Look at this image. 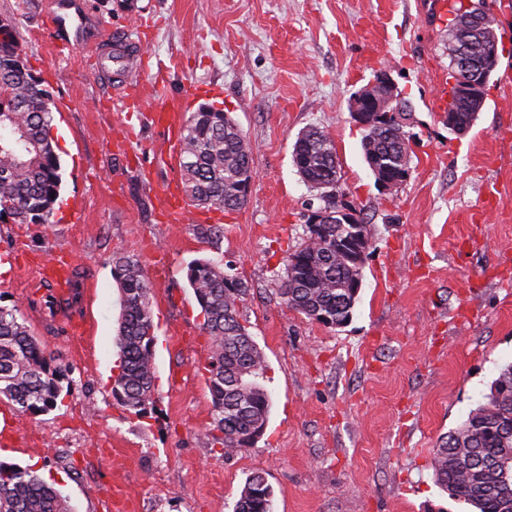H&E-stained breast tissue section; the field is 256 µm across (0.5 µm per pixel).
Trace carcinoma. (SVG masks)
Here are the masks:
<instances>
[{
	"mask_svg": "<svg viewBox=\"0 0 512 512\" xmlns=\"http://www.w3.org/2000/svg\"><path fill=\"white\" fill-rule=\"evenodd\" d=\"M448 56L465 48L467 72L483 68L486 42L462 0L448 5ZM18 48L13 31L0 28V210L24 221L52 223L61 187L60 162L51 137L52 113L42 107L30 69L13 64ZM452 106L463 122L473 121L484 97L463 95ZM362 122V151L375 179L410 170L405 125H383L370 112ZM292 159L303 181L318 192L341 179L336 148L319 127L301 131ZM246 134L222 112H195L183 129L181 183L196 206L237 211L247 203V179H255ZM349 224H320L306 231L304 243L285 257L291 267L279 288L286 307L318 323H347L362 287L363 263L336 251V237ZM112 262L120 291L119 349L112 395L137 416L154 400L155 332L152 288L141 262L121 250ZM186 277L203 313L211 356L207 371L212 399L210 426L222 434L224 455L247 447L251 435L265 429L271 400L259 383L266 364L238 301L246 288L226 278L221 263L195 259ZM68 371L55 362L26 325L18 306H0V400L22 416L50 410L63 391ZM436 483L453 499L476 512H512V363L499 369L485 402L471 409L455 430L432 450ZM273 491L256 473L246 482L235 512H272ZM0 512H73L69 498L39 476L0 461Z\"/></svg>",
	"mask_w": 512,
	"mask_h": 512,
	"instance_id": "obj_1",
	"label": "carcinoma"
}]
</instances>
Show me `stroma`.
Wrapping results in <instances>:
<instances>
[{
	"instance_id": "obj_1",
	"label": "stroma",
	"mask_w": 512,
	"mask_h": 512,
	"mask_svg": "<svg viewBox=\"0 0 512 512\" xmlns=\"http://www.w3.org/2000/svg\"><path fill=\"white\" fill-rule=\"evenodd\" d=\"M111 36L143 54L141 80L190 92L192 108L229 112L252 147L246 205L212 211L219 239L164 223L154 194L179 182L163 133L137 114L97 109L122 72L95 73L81 49L43 29L55 0H0L31 71L49 90L61 190L50 224L0 219V306H19L67 368L56 407L19 416L0 401V460L36 472L74 512H113L124 480L130 512H233L253 473L273 512H468L435 483L431 450L483 402L512 362V0H487L499 64L471 128L441 121L448 31L433 0H83ZM387 68L410 106L407 181L386 192L366 164L353 93ZM130 122L128 146H106ZM333 138L347 199L371 241L350 321L329 328L286 308L284 258L305 239L314 193L292 161L300 131ZM153 283L155 395L144 417L112 396L120 313L114 250ZM65 256L73 305L89 329L66 338V309H38L39 267ZM217 257L246 293L240 318L266 359L263 435L225 455L209 429L210 351L185 276Z\"/></svg>"
}]
</instances>
